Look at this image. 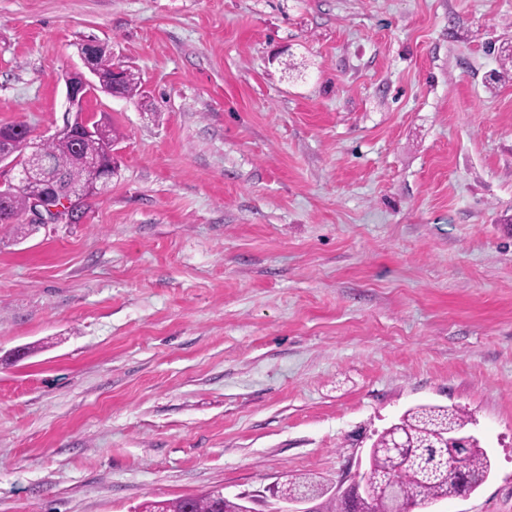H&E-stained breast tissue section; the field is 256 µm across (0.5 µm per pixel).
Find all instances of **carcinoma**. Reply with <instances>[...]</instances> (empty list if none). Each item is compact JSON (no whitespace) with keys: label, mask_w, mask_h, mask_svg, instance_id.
Listing matches in <instances>:
<instances>
[{"label":"carcinoma","mask_w":512,"mask_h":512,"mask_svg":"<svg viewBox=\"0 0 512 512\" xmlns=\"http://www.w3.org/2000/svg\"><path fill=\"white\" fill-rule=\"evenodd\" d=\"M137 75L126 69L120 94L133 99L142 94ZM114 142L112 130L98 129L97 135L75 143L54 138L42 143L48 165L69 182L85 185L90 194L97 193L102 171L90 163ZM40 181H32L0 199V224H13L26 212L29 200L45 193ZM468 419L460 412L443 406L423 404L406 411L399 421L387 428L373 443L369 467L381 479L398 482L404 494L419 504H432L454 496L448 481L446 459L448 444L440 441L449 429L464 430ZM466 467L470 474L468 491L481 486L489 477L491 463L480 443L468 451ZM141 512H240V503L216 500L211 494L175 500L151 501L140 505Z\"/></svg>","instance_id":"obj_1"}]
</instances>
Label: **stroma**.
<instances>
[{
  "label": "stroma",
  "mask_w": 512,
  "mask_h": 512,
  "mask_svg": "<svg viewBox=\"0 0 512 512\" xmlns=\"http://www.w3.org/2000/svg\"><path fill=\"white\" fill-rule=\"evenodd\" d=\"M97 38L112 179L0 224V512L334 492L420 404L512 512V0H0V125L47 140ZM466 467L471 478L468 492H472L487 480L491 471L490 460L486 451L481 448L480 442H476L470 447L466 459Z\"/></svg>",
  "instance_id": "35a3bbf8"
}]
</instances>
